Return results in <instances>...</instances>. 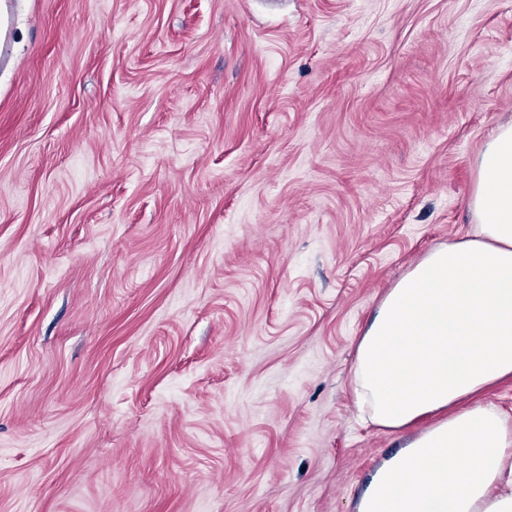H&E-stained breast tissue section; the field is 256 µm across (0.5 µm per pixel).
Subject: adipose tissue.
Instances as JSON below:
<instances>
[{
    "instance_id": "ef3b65f1",
    "label": "adipose tissue",
    "mask_w": 512,
    "mask_h": 512,
    "mask_svg": "<svg viewBox=\"0 0 512 512\" xmlns=\"http://www.w3.org/2000/svg\"><path fill=\"white\" fill-rule=\"evenodd\" d=\"M470 207L473 232L426 254L357 340L363 421L414 434L355 512H512V426L478 400L512 378V121L477 157Z\"/></svg>"
}]
</instances>
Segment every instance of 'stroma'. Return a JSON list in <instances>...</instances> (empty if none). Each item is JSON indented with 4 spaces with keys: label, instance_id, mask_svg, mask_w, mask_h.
<instances>
[{
    "label": "stroma",
    "instance_id": "stroma-1",
    "mask_svg": "<svg viewBox=\"0 0 512 512\" xmlns=\"http://www.w3.org/2000/svg\"><path fill=\"white\" fill-rule=\"evenodd\" d=\"M0 512H354V342L473 231L512 0H15Z\"/></svg>",
    "mask_w": 512,
    "mask_h": 512
}]
</instances>
